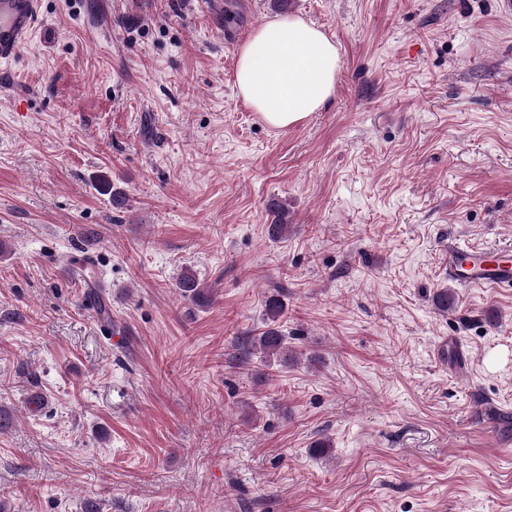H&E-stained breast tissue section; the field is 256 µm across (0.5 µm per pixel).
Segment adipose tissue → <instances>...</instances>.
<instances>
[{"label": "adipose tissue", "instance_id": "ef3b65f1", "mask_svg": "<svg viewBox=\"0 0 512 512\" xmlns=\"http://www.w3.org/2000/svg\"><path fill=\"white\" fill-rule=\"evenodd\" d=\"M339 67L337 47L323 31L296 16L279 17L240 46L235 88L266 124L285 128L325 104Z\"/></svg>", "mask_w": 512, "mask_h": 512}]
</instances>
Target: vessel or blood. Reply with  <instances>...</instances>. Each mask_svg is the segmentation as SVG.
I'll return each instance as SVG.
<instances>
[{
  "label": "vessel or blood",
  "mask_w": 512,
  "mask_h": 512,
  "mask_svg": "<svg viewBox=\"0 0 512 512\" xmlns=\"http://www.w3.org/2000/svg\"><path fill=\"white\" fill-rule=\"evenodd\" d=\"M40 0H0V62L16 58L37 26ZM481 249L448 246V278L463 287L512 288V261H487Z\"/></svg>",
  "instance_id": "b4317fda"
}]
</instances>
